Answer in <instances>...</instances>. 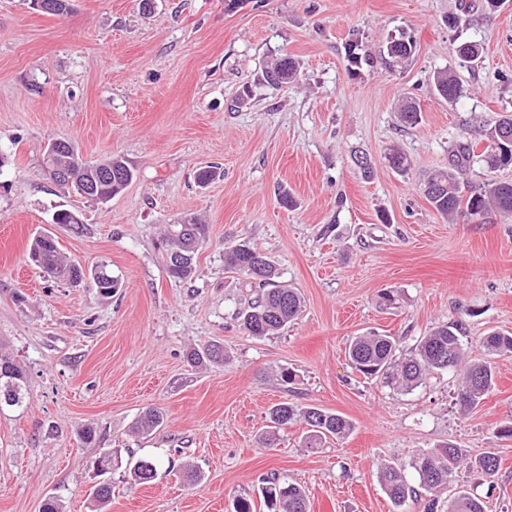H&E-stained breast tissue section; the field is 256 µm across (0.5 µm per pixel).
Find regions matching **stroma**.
<instances>
[{"label":"stroma","mask_w":512,"mask_h":512,"mask_svg":"<svg viewBox=\"0 0 512 512\" xmlns=\"http://www.w3.org/2000/svg\"><path fill=\"white\" fill-rule=\"evenodd\" d=\"M473 2L463 16L459 0H153L148 13L141 0H75L55 16L0 0V348L28 375L23 404L0 409V512H40L50 497L64 512H93L89 464L103 448L160 462L147 485L114 469L103 512H233L241 496L268 512L261 488L271 476L302 486L309 512H417L390 501L380 466L443 443L496 453L493 485L462 469L454 486L476 489L487 512H512V439L496 435L512 420V354L493 358L496 386L467 412L455 402L458 373L400 392L347 354L369 330L397 336L406 354L460 320L471 360L482 336L512 333V218L451 222L419 189L462 132L482 139L512 113V0ZM403 37L415 52L393 61L386 46ZM356 38L373 56L358 68L346 58ZM464 41L483 48L475 68L452 52ZM285 55L300 63L296 78L259 85ZM446 67L463 87L453 100L433 84ZM246 88L252 98L237 106ZM407 100L421 111L413 127L398 118ZM62 138L90 163L123 157L132 182L104 205L65 193L42 164ZM392 149L409 158L407 173L390 168ZM205 165L221 175L202 188ZM283 187L295 207L280 204ZM62 208L79 214L83 233L54 223ZM188 214L210 234L197 276L178 282L155 241ZM39 233L85 268L108 264L121 288L106 299L49 281L27 256ZM242 241L304 300L298 319L261 339L235 317L258 285L224 264ZM213 340L224 364L191 365L188 351ZM284 368L293 383L281 381ZM283 401L340 414L353 431L312 450L296 422L263 447L268 413ZM149 407L165 422L135 437ZM88 426L91 444L81 438Z\"/></svg>","instance_id":"1"}]
</instances>
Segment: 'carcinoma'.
<instances>
[{
    "label": "carcinoma",
    "mask_w": 512,
    "mask_h": 512,
    "mask_svg": "<svg viewBox=\"0 0 512 512\" xmlns=\"http://www.w3.org/2000/svg\"><path fill=\"white\" fill-rule=\"evenodd\" d=\"M415 49L411 40H393L387 45V54L396 61L408 58ZM454 52L463 63L476 64L481 59L482 47L475 42H462ZM299 63L288 56L279 58L266 67L261 74V83L271 88H280L293 80ZM438 93L446 98H454L461 93V85L454 72L440 70L434 75ZM487 145L481 153L475 152L478 142L462 137L448 152V167L435 170L427 175L422 183L426 199L441 215L453 219L464 215L472 219L485 216L495 210L512 214V182L487 181L463 193L461 180L464 172L474 163H482L490 170L512 166V114L505 116L485 133ZM63 149L51 157L44 155L45 169L64 166L74 172L76 180L68 190L82 195L80 187L103 164L112 165V170L120 174L117 179L102 181L98 204H105L120 194L133 179V172L125 160L112 156L97 163H87L78 155L75 145L67 140L59 141ZM192 233L184 235V223L167 225L159 239L168 275L176 280L193 278L197 273V256L200 248L209 238V225L198 218H185ZM30 261L50 279L69 283L90 282L103 297H110L121 287L118 278L112 276L106 266L90 271L65 257L56 240L49 234L34 236L28 245ZM225 265L246 275L258 268L253 276L265 288L264 294L254 304L239 313L242 329L248 335L263 338L285 328L296 320L302 311L301 295L293 288L275 281V269L268 258L246 242L239 243L224 253ZM479 345L486 359L468 362L464 360L462 326L457 323H444L433 327L422 337L410 354L399 353L395 337L370 331L356 336L348 346V357L353 367L367 376H376L405 391L419 387L426 376L440 371H461L462 381L457 389V402L464 411L476 408L495 386V371L487 358L512 353V336L493 331L482 337ZM193 364L205 361L214 364L224 363V348L211 343L203 350H194L188 355ZM28 384L26 371L9 354L0 352V407L17 406L23 402ZM270 430L262 436V444L272 447L276 432L294 421H302L308 426L304 444L307 448H322L330 440H341L352 431V424L345 417L323 411L316 407L298 408L287 402L273 406L269 411ZM163 413L150 408L140 415L135 431L151 434L162 426ZM484 476H495L500 459L486 452L475 457L467 454L454 444L446 443L433 449L417 453L411 467L417 473L418 485L407 479L404 467L400 464H386L381 467V481L385 493L397 506L412 501L421 507V512H439V500L431 493L448 486V482L460 466ZM159 462L140 458L128 463L131 479L139 484L152 481L158 472ZM266 506L271 512H308L306 492L295 484L271 477L262 488ZM448 512H486L482 497L460 490L448 498Z\"/></svg>",
    "instance_id": "carcinoma-1"
}]
</instances>
